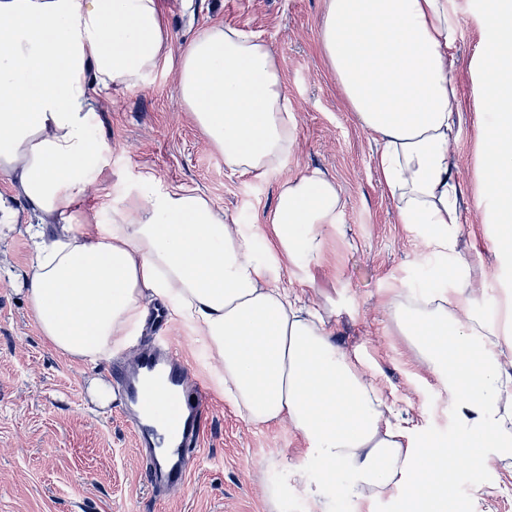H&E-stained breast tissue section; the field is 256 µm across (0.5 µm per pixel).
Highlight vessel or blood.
Instances as JSON below:
<instances>
[{
  "instance_id": "vessel-or-blood-1",
  "label": "vessel or blood",
  "mask_w": 512,
  "mask_h": 512,
  "mask_svg": "<svg viewBox=\"0 0 512 512\" xmlns=\"http://www.w3.org/2000/svg\"><path fill=\"white\" fill-rule=\"evenodd\" d=\"M113 385L143 453L153 460L150 485H184L200 444L207 390L189 384L186 365L162 341L144 348L134 364L116 369Z\"/></svg>"
}]
</instances>
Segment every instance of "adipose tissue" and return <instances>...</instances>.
Returning a JSON list of instances; mask_svg holds the SVG:
<instances>
[{"label": "adipose tissue", "mask_w": 512, "mask_h": 512, "mask_svg": "<svg viewBox=\"0 0 512 512\" xmlns=\"http://www.w3.org/2000/svg\"><path fill=\"white\" fill-rule=\"evenodd\" d=\"M453 0H325L322 58L380 149L375 166L403 224L447 248L461 223L450 159L461 105L449 63L461 36ZM493 34L476 60L482 166L499 215L512 216V0H483ZM157 0H0V176L33 218L27 300L59 352L95 362L131 343L151 301H174L199 329L224 397L253 425L289 424L322 462V499L402 491L399 512H447L448 471L490 469L512 452V304L475 314L464 290L395 291L386 306L456 408L458 437L421 440L392 422L381 393L339 348L317 310L280 285L271 263L316 257L343 207L313 171L287 179L268 213L271 259L189 188L140 179L112 223L81 206L106 178L111 144L90 118L113 87L137 89L170 52ZM181 102L225 164L261 176L296 147L281 67L271 49L213 26L181 51Z\"/></svg>", "instance_id": "obj_1"}]
</instances>
